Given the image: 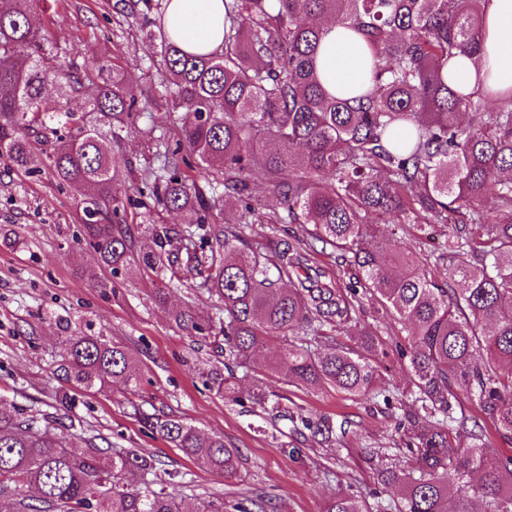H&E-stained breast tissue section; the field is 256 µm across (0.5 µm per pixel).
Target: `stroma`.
Listing matches in <instances>:
<instances>
[{
	"mask_svg": "<svg viewBox=\"0 0 512 512\" xmlns=\"http://www.w3.org/2000/svg\"><path fill=\"white\" fill-rule=\"evenodd\" d=\"M155 18L143 8L126 14L120 0H47L38 14L40 26L68 61L84 70L101 61L117 65L134 87L141 115L125 129L119 146L130 167L125 188L132 204L125 220L137 255L155 247L147 225L178 230L186 222L183 214L149 208L140 193L144 170L159 165L148 132L151 121L161 122L172 138L181 127V115L161 84L160 43L146 35ZM83 218L81 192L61 184L50 169L28 173L0 159V397L56 421L72 449H81L84 438L93 436L99 447L140 448L166 469L179 470L184 478L174 491L186 512H196L211 494L223 497L228 510L242 499L265 495L278 512H322L326 499L342 489L372 507L397 497V488L384 485L379 472L393 457L394 425L402 408L286 382L268 368L280 345L276 338L256 349L247 376L236 380L238 391L260 387L282 394L288 408L346 421L345 434L319 445L296 435L287 419L262 418L224 400L203 385L206 374L221 366L223 354L208 340L187 335L170 317L172 309L185 306L215 316L221 301L196 279L173 281L135 262L111 275L100 267L89 243L74 239ZM448 233L441 224L398 233L385 227L379 239L391 248L437 252L447 246ZM100 277L111 278V287H93V279ZM162 285L169 295L167 304L159 306L152 295ZM362 329L380 341L386 380L399 381L394 340L406 336V329L379 318L368 302L357 325L343 330V340L354 342ZM84 333L128 348L140 382L78 392L65 410L57 403L64 385L55 372L61 340ZM131 400L148 412L174 415L204 433L223 436L228 447L241 452L238 478L228 483L189 462L143 427L127 406Z\"/></svg>",
	"mask_w": 512,
	"mask_h": 512,
	"instance_id": "stroma-1",
	"label": "stroma"
}]
</instances>
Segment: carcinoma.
I'll return each instance as SVG.
<instances>
[{
	"instance_id": "obj_1",
	"label": "carcinoma",
	"mask_w": 512,
	"mask_h": 512,
	"mask_svg": "<svg viewBox=\"0 0 512 512\" xmlns=\"http://www.w3.org/2000/svg\"><path fill=\"white\" fill-rule=\"evenodd\" d=\"M41 0H9L0 9V158L84 192L82 238L112 275L131 261L125 158L113 148L138 116L133 86L121 70L82 106L87 71L60 59L36 21ZM487 0H224V42L190 53L160 33L163 84L175 109L188 114L181 138L156 137L163 172L145 182L154 206L190 215L188 227H156L159 250L139 263L201 278L199 287L224 305L212 324L191 308L173 321L189 335L213 339L224 370L206 385L243 402L230 380L247 368L267 336L282 347L271 369L285 379L331 388L349 400L388 405L409 398L395 424L398 453L380 472L400 489L389 512H467L478 490L483 512H512V456L484 453V426L465 414L474 401L500 437L512 442V93L489 102L457 83L449 66L481 51ZM330 19L354 30L372 53L373 89L343 98L324 88L314 65ZM57 94L52 112L44 90ZM198 157L183 175L186 154ZM267 185L281 211L269 224L310 226L305 238H270L274 255L237 248L255 212L253 188ZM241 204L236 224L212 221L224 196ZM393 230L449 224L438 254H388L377 244L380 223ZM336 252L353 272L342 288L310 253ZM439 267L448 279L434 277ZM382 316L409 324L396 342L404 387L382 385L376 338L336 342L357 319L362 300ZM64 383L80 389L115 380L137 383L132 353L102 336H71L58 365ZM261 413L291 419L324 444L336 435L329 417L316 420L284 407L274 393L250 395ZM132 414L193 464L224 479L238 475L241 455L224 437L130 403ZM76 453L46 416L0 398V497L12 512H183L167 491L157 460L134 448L109 451L86 440ZM33 487L36 502L21 495ZM260 496L234 512H275ZM323 512H369L348 492Z\"/></svg>"
}]
</instances>
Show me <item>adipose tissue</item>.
<instances>
[{
    "instance_id": "ef3b65f1",
    "label": "adipose tissue",
    "mask_w": 512,
    "mask_h": 512,
    "mask_svg": "<svg viewBox=\"0 0 512 512\" xmlns=\"http://www.w3.org/2000/svg\"><path fill=\"white\" fill-rule=\"evenodd\" d=\"M165 32L189 52L219 49L224 38V0H170L163 17ZM479 58L466 60L459 73L469 90L494 94L512 90V0H488L481 28ZM363 41L353 31L323 26L316 67L332 94L368 91Z\"/></svg>"
}]
</instances>
